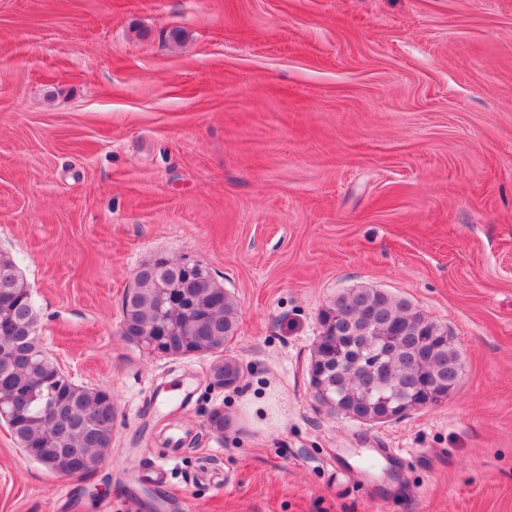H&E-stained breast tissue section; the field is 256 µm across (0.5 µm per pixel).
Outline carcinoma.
Segmentation results:
<instances>
[{
    "instance_id": "obj_1",
    "label": "carcinoma",
    "mask_w": 512,
    "mask_h": 512,
    "mask_svg": "<svg viewBox=\"0 0 512 512\" xmlns=\"http://www.w3.org/2000/svg\"><path fill=\"white\" fill-rule=\"evenodd\" d=\"M322 337L313 350L310 374L318 376L331 411L372 419L385 403L411 402L421 386L448 389L458 369L448 332L404 298L372 288L336 296L320 313ZM238 305L205 266L186 271L159 257L142 265L122 298L120 333L135 345L164 356L207 355L209 385L236 387L243 366L224 356L237 331ZM0 397L9 400V427L27 456L65 475H82L88 461L112 447L117 407L105 388L70 380L45 354L36 331L29 287L14 260L0 253ZM387 369L371 372L341 366L368 362L376 350ZM224 411L211 410L207 429L224 434Z\"/></svg>"
}]
</instances>
